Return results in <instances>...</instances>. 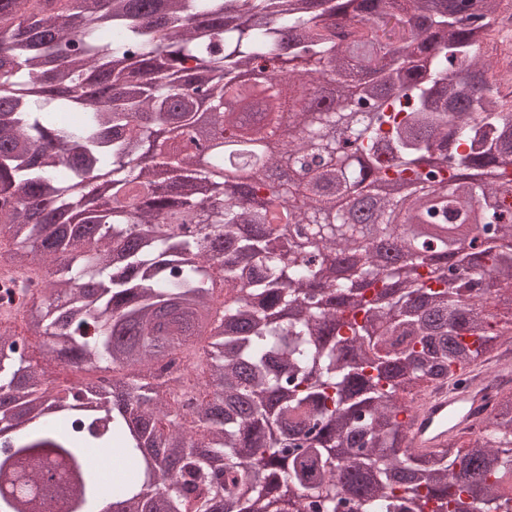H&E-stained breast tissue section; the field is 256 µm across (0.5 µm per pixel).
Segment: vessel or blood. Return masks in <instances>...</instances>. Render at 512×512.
I'll return each instance as SVG.
<instances>
[{
    "label": "vessel or blood",
    "instance_id": "b4317fda",
    "mask_svg": "<svg viewBox=\"0 0 512 512\" xmlns=\"http://www.w3.org/2000/svg\"><path fill=\"white\" fill-rule=\"evenodd\" d=\"M482 405L483 394L477 387L435 389L406 427L409 446L424 453L438 448L447 440L449 432L463 426Z\"/></svg>",
    "mask_w": 512,
    "mask_h": 512
}]
</instances>
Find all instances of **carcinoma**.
<instances>
[{"mask_svg": "<svg viewBox=\"0 0 512 512\" xmlns=\"http://www.w3.org/2000/svg\"><path fill=\"white\" fill-rule=\"evenodd\" d=\"M511 5L0 0V266L44 284L0 322V512H512V391L405 430L512 342ZM202 102L280 151L168 154ZM483 403V393L475 386L435 389L406 426L409 446L423 453L438 448L448 440L449 432L472 420L471 414Z\"/></svg>", "mask_w": 512, "mask_h": 512, "instance_id": "carcinoma-1", "label": "carcinoma"}]
</instances>
